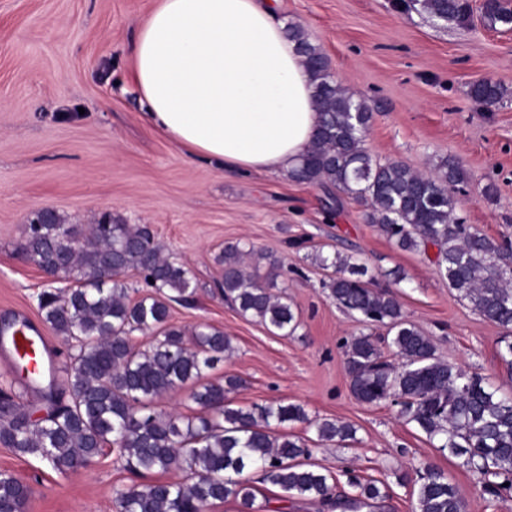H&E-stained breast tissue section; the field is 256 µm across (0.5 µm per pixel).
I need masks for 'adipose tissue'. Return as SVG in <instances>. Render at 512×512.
<instances>
[{"label":"adipose tissue","instance_id":"obj_1","mask_svg":"<svg viewBox=\"0 0 512 512\" xmlns=\"http://www.w3.org/2000/svg\"><path fill=\"white\" fill-rule=\"evenodd\" d=\"M132 55L147 120L193 156L279 174L308 148L314 85L269 0H159Z\"/></svg>","mask_w":512,"mask_h":512}]
</instances>
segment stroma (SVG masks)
I'll return each mask as SVG.
<instances>
[{
  "label": "stroma",
  "instance_id": "1",
  "mask_svg": "<svg viewBox=\"0 0 512 512\" xmlns=\"http://www.w3.org/2000/svg\"><path fill=\"white\" fill-rule=\"evenodd\" d=\"M156 3L0 0V323L38 327L44 348L69 364L68 345L38 309L49 278L21 249L34 211L56 210L81 230L107 211L149 225L197 285L189 302L171 303V323L188 332L208 325L231 341L208 379L241 380L227 395L232 406L300 405L305 420L283 431L306 439L310 463L331 474L341 494L354 495L350 476L374 481L385 496L377 512H413L428 465L460 489L468 512H491L480 475L400 417L399 406L354 399L341 342L363 327L330 297L329 273L313 255L354 256L379 288L397 293L441 359L512 391L504 329L449 290L434 253L400 249L366 223V206L351 196L284 174L221 169L156 132L127 80L131 34ZM279 16L301 27L342 86L368 103L366 146L375 159L432 174L456 158L468 176L459 216L493 240L512 241V30L488 28L476 12L463 25L436 22L394 0H280ZM483 79L500 87L495 105L469 94ZM237 241L280 259L277 283L299 322L294 335H271L220 295L218 257ZM18 362L0 346V389L41 415L40 394ZM323 420L353 425L354 439L320 444L313 425ZM0 472L32 488L26 512H116L113 491L130 481L109 450L62 474L0 444Z\"/></svg>",
  "mask_w": 512,
  "mask_h": 512
}]
</instances>
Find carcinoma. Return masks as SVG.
I'll use <instances>...</instances> for the list:
<instances>
[{
	"label": "carcinoma",
	"mask_w": 512,
	"mask_h": 512,
	"mask_svg": "<svg viewBox=\"0 0 512 512\" xmlns=\"http://www.w3.org/2000/svg\"><path fill=\"white\" fill-rule=\"evenodd\" d=\"M403 9L421 8L437 21L463 24L468 0H398ZM482 19L495 28L512 27V11L497 0L482 5ZM288 39L315 84L318 123L311 146L288 171L298 183L330 184L367 204L365 219L376 224L403 250L438 249L440 276L458 297L490 322L512 330V248L481 234L456 217L458 186L467 175L452 158L441 160L434 175L395 163H381L365 148L373 120L369 105L345 92L330 72L326 57L303 30L288 25ZM470 95L489 106L501 98L490 80L474 83ZM24 251L46 272L63 269L73 288H49L38 297L43 322L76 352L64 386L52 379L40 388L46 415L30 419L25 406L0 389V443L15 454L40 457L61 473L73 472L105 449L124 461L135 480L114 490L118 512H203L230 497L240 512H260L246 477L290 496L308 497L342 512H361L381 498L369 482L355 497L335 493L319 468L298 461L309 455L295 435L276 433L271 423L306 419L294 404L234 408L225 393L240 386L204 383L206 370L231 350L224 332L199 326L191 333L169 322L172 302L195 294L193 277L177 258L162 252L149 230L126 224L106 212L88 231L53 209H41L26 225ZM316 262L333 269L325 287L344 308L360 315L366 328L381 325L392 333L399 366L384 360L369 334L346 340L347 368L354 398L367 405L389 400L462 466L495 481L487 484L489 506L512 493V393L467 375L442 360L431 340L409 322L397 295L374 287V277L351 255L318 252ZM224 299L277 336L297 329L288 296L274 295L281 263L272 253L235 243L220 258ZM267 282L260 280V264ZM135 271L147 288L131 300L122 275ZM150 331L146 349L132 340ZM193 382L190 398L202 414L187 417L157 412L152 403L169 390ZM321 442L352 439L349 424H315ZM179 470L177 481H144L148 475ZM31 489L0 472V512H24ZM414 512H467V502L445 473L426 466L419 477Z\"/></svg>",
	"instance_id": "1"
}]
</instances>
